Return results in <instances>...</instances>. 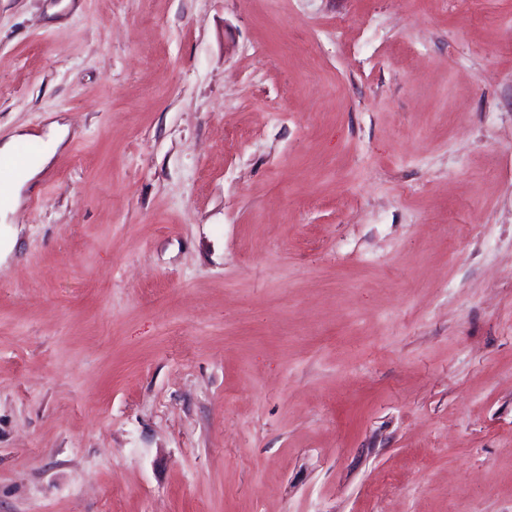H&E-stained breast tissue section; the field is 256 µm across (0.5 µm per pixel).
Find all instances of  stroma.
<instances>
[{
    "label": "stroma",
    "mask_w": 512,
    "mask_h": 512,
    "mask_svg": "<svg viewBox=\"0 0 512 512\" xmlns=\"http://www.w3.org/2000/svg\"><path fill=\"white\" fill-rule=\"evenodd\" d=\"M0 512H512V0H0ZM45 130L46 136L53 145V150L50 153L25 163L14 174L11 181L10 178L15 170L28 159L18 156L13 160L1 163L0 189L2 190L10 182L0 201V262L1 253L6 257L12 251L17 238V231L5 226L8 214L14 213L21 206L24 193L39 180L41 174L49 166L53 154L66 144L69 136L68 125L58 119H51Z\"/></svg>",
    "instance_id": "1"
}]
</instances>
